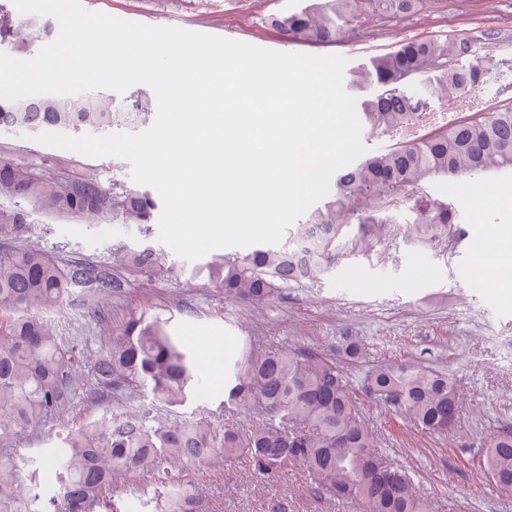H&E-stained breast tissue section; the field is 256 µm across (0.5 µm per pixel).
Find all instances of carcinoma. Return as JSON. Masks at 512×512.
<instances>
[{"label":"carcinoma","mask_w":512,"mask_h":512,"mask_svg":"<svg viewBox=\"0 0 512 512\" xmlns=\"http://www.w3.org/2000/svg\"><path fill=\"white\" fill-rule=\"evenodd\" d=\"M419 2L324 0L275 16L271 24L291 41L325 47L364 27L373 13L393 18ZM55 36L53 23L38 17L20 21L0 7V41L23 48L33 37ZM488 70L486 57L465 36L402 41L358 67L351 85L367 92L359 101L361 123L393 144L337 173L334 191L284 245L226 253L206 265L214 287L243 302L267 303L287 288L315 285L343 250L368 251L390 232L385 213L400 199L410 203L427 240L448 239L455 211L424 194V182L512 170V101L474 104ZM431 99L470 114L419 135ZM151 111L146 96L119 103L100 91L44 94L0 102V128L26 134L47 127L103 132L138 125ZM2 199L9 204L0 203V442L66 406L73 350L36 313L62 304L74 285L94 295L121 287L107 266L63 265L40 248L14 245L29 232L26 206L87 223L110 215L120 224L138 226L152 223L157 209L148 193L118 181L107 192L93 179H43L3 159ZM350 224L360 225V234L347 241L344 229ZM115 261L151 276L172 272L163 253L150 245L122 249ZM362 356V345L347 338L331 354L244 346L224 372V405L260 408L261 421L247 428L219 430L207 420L149 426L140 420L86 419L67 436L56 469L59 493L52 498L53 512H117L112 494L118 476L172 486L166 512H197L196 498L179 485L175 472L240 458L268 480L302 465L316 495L357 500L364 512H433L432 503L414 491L410 472L378 451L359 397L385 407L399 425L443 435L460 413L452 378L414 362H379L366 370L355 390L340 360ZM92 375L101 387L148 391L171 407L198 391L201 370L166 322L140 315L109 339L93 362ZM484 468L496 489L512 491L511 425L489 438ZM0 512H30L7 462H0Z\"/></svg>","instance_id":"carcinoma-1"}]
</instances>
